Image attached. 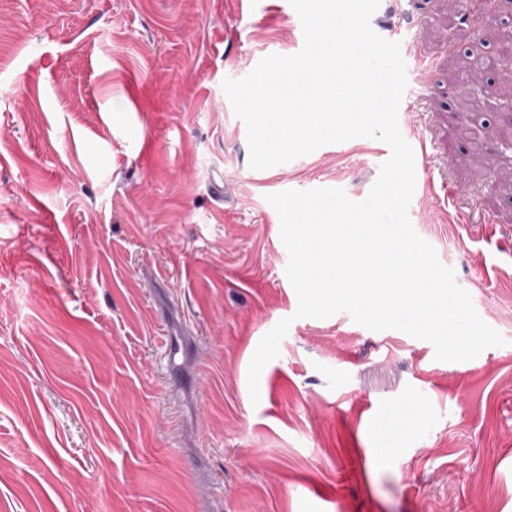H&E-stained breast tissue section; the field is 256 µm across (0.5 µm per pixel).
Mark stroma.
I'll use <instances>...</instances> for the list:
<instances>
[{"instance_id":"stroma-1","label":"stroma","mask_w":512,"mask_h":512,"mask_svg":"<svg viewBox=\"0 0 512 512\" xmlns=\"http://www.w3.org/2000/svg\"><path fill=\"white\" fill-rule=\"evenodd\" d=\"M248 3L0 0V512H512V98L459 67L496 56L512 0L478 30L472 0L371 19L425 146L411 223L506 340L456 363L344 313L295 318L267 195L363 200L390 150L250 168L222 82L303 31L289 0Z\"/></svg>"}]
</instances>
